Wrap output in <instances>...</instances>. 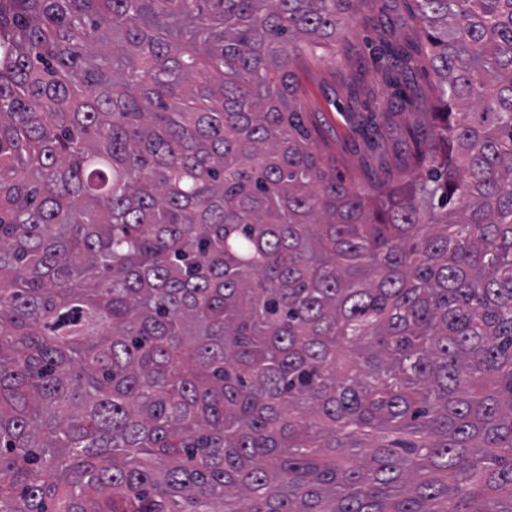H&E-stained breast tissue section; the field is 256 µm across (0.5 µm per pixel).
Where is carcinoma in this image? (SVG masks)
I'll use <instances>...</instances> for the list:
<instances>
[{"mask_svg":"<svg viewBox=\"0 0 512 512\" xmlns=\"http://www.w3.org/2000/svg\"><path fill=\"white\" fill-rule=\"evenodd\" d=\"M361 0H0V512H512V0H414L421 173L295 67Z\"/></svg>","mask_w":512,"mask_h":512,"instance_id":"carcinoma-1","label":"carcinoma"}]
</instances>
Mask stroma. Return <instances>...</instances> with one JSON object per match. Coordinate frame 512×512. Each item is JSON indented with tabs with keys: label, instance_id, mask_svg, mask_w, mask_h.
I'll return each mask as SVG.
<instances>
[{
	"label": "stroma",
	"instance_id": "obj_1",
	"mask_svg": "<svg viewBox=\"0 0 512 512\" xmlns=\"http://www.w3.org/2000/svg\"><path fill=\"white\" fill-rule=\"evenodd\" d=\"M421 37L413 0H360L355 18L336 33L339 58L298 71L310 120L338 169L360 185H402L412 176L417 136L431 126L436 109L429 68L417 49ZM396 79L416 109L402 108Z\"/></svg>",
	"mask_w": 512,
	"mask_h": 512
}]
</instances>
